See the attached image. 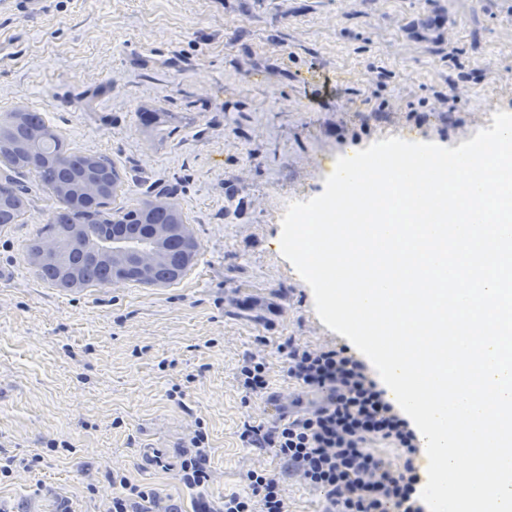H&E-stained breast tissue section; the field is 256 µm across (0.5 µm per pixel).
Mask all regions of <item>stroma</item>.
<instances>
[{
    "label": "stroma",
    "instance_id": "obj_1",
    "mask_svg": "<svg viewBox=\"0 0 512 512\" xmlns=\"http://www.w3.org/2000/svg\"><path fill=\"white\" fill-rule=\"evenodd\" d=\"M442 10L443 39L412 34ZM23 107L125 173L114 208L161 195L201 249L168 287L60 290L24 254L56 197L18 176L32 202L0 227V458L13 461L0 499L106 512L113 471L186 512L178 470L197 426L208 497L280 469L240 440L269 419L264 399L244 398L243 358L264 357L284 401L298 389L279 345L345 342L281 254L287 204L320 195L337 157L375 141L454 148L512 112V0H46L34 17L7 0L0 115ZM145 108L171 113L165 130H145ZM158 453L167 468L149 467Z\"/></svg>",
    "mask_w": 512,
    "mask_h": 512
}]
</instances>
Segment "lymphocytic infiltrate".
<instances>
[{"label":"lymphocytic infiltrate","mask_w":512,"mask_h":512,"mask_svg":"<svg viewBox=\"0 0 512 512\" xmlns=\"http://www.w3.org/2000/svg\"><path fill=\"white\" fill-rule=\"evenodd\" d=\"M280 351L289 380L312 402L303 411L291 399L272 424L246 425L241 440L248 448L273 449L283 472L252 469L247 492L219 502L201 495L193 512H289L290 477L324 493L323 512H388L392 505L426 512L412 465L416 432L364 364L344 347L287 342ZM207 441L205 431H194L193 452L180 466L184 486L201 489L209 480Z\"/></svg>","instance_id":"1"}]
</instances>
